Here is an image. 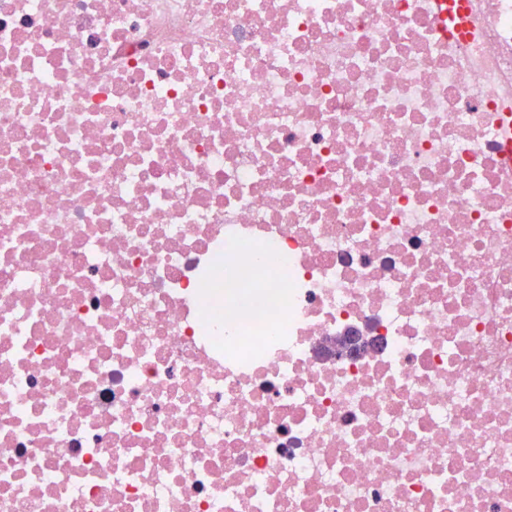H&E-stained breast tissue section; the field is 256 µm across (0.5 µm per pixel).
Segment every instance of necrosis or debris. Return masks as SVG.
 Wrapping results in <instances>:
<instances>
[{
    "label": "necrosis or debris",
    "mask_w": 512,
    "mask_h": 512,
    "mask_svg": "<svg viewBox=\"0 0 512 512\" xmlns=\"http://www.w3.org/2000/svg\"><path fill=\"white\" fill-rule=\"evenodd\" d=\"M466 8L0 0V512H512V0Z\"/></svg>",
    "instance_id": "obj_1"
}]
</instances>
